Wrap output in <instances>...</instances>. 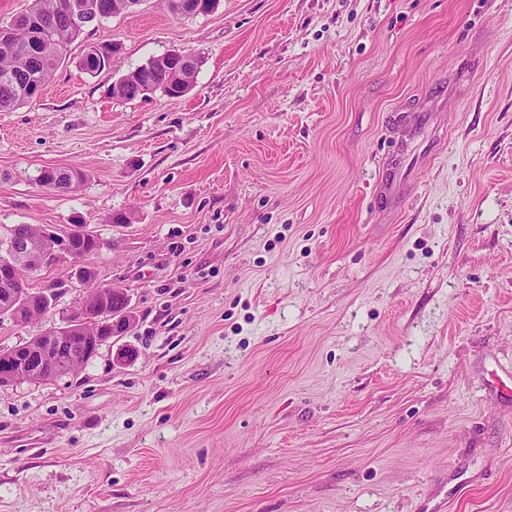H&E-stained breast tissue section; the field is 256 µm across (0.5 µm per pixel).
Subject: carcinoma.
I'll return each instance as SVG.
<instances>
[{
    "label": "carcinoma",
    "instance_id": "cac0c4a2",
    "mask_svg": "<svg viewBox=\"0 0 512 512\" xmlns=\"http://www.w3.org/2000/svg\"><path fill=\"white\" fill-rule=\"evenodd\" d=\"M72 0H33L29 10L16 16L7 26L0 27V110L13 109L36 98L50 81L53 73L66 59L71 43L78 40L86 27L127 11L126 0H81L86 5L82 23L75 22L69 13ZM218 0H181L176 5L169 0L171 10L180 15L194 16L195 8L203 3L215 8ZM202 66L199 56L165 55L126 72L125 79L113 86V93L128 100L143 96L146 92L160 89L170 98H179L188 92L185 85H193V78ZM79 67L91 74L112 68V55L99 52L97 45H90L79 61ZM84 179L76 169L47 167L38 173L36 183L49 192H70ZM71 247L84 258L98 252L103 243L94 232L77 225ZM8 234L34 242L40 238V226L15 224ZM91 302L84 313L85 319L67 331L69 339L62 357L81 368L93 357L85 337L93 327L88 319L97 315V307L112 313V330L122 332L134 323L129 308L128 295L112 292V288L92 290ZM56 297L32 292L27 305L15 309L13 319L30 321L32 305L44 316L55 305Z\"/></svg>",
    "mask_w": 512,
    "mask_h": 512
}]
</instances>
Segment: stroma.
Masks as SVG:
<instances>
[{"label": "stroma", "instance_id": "obj_1", "mask_svg": "<svg viewBox=\"0 0 512 512\" xmlns=\"http://www.w3.org/2000/svg\"><path fill=\"white\" fill-rule=\"evenodd\" d=\"M172 51L203 59L185 96L112 95ZM45 167L86 178L48 192ZM76 220L135 323L0 386V512H512V0H143L86 27L0 111V232ZM71 271L31 276L56 306L0 316V350L61 326ZM98 44L89 45L79 61V67L86 73L96 74L112 67V53L99 52Z\"/></svg>", "mask_w": 512, "mask_h": 512}]
</instances>
